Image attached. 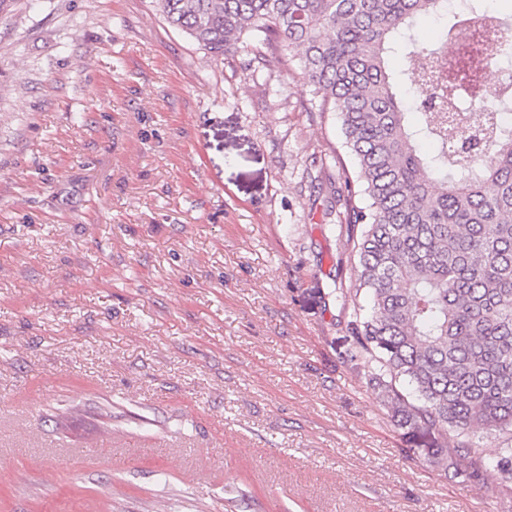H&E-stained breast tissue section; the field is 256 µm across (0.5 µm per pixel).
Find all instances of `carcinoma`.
Wrapping results in <instances>:
<instances>
[{
  "label": "carcinoma",
  "instance_id": "1",
  "mask_svg": "<svg viewBox=\"0 0 512 512\" xmlns=\"http://www.w3.org/2000/svg\"><path fill=\"white\" fill-rule=\"evenodd\" d=\"M166 21L203 49L225 55L249 37L266 53L298 57L317 110L341 120L354 170L343 169L350 249L349 287L325 297L349 312L342 359L377 386L396 425L431 437L422 449L433 467L474 483L492 475L512 494V125L508 99L486 74L512 56V0L483 20L484 0L448 12L447 0H156ZM424 15L448 18L437 40L413 35ZM471 49L472 106L481 146L462 143L470 128L446 112L402 105V75L389 58L409 52L436 63L444 46ZM410 81L452 101L461 86L410 68ZM434 149L425 152L422 141ZM507 434L485 460L471 435Z\"/></svg>",
  "mask_w": 512,
  "mask_h": 512
}]
</instances>
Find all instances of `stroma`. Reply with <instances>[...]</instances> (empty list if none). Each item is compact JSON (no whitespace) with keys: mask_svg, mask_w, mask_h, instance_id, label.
<instances>
[{"mask_svg":"<svg viewBox=\"0 0 512 512\" xmlns=\"http://www.w3.org/2000/svg\"><path fill=\"white\" fill-rule=\"evenodd\" d=\"M262 49L0 11V512H512L341 362L344 134Z\"/></svg>","mask_w":512,"mask_h":512,"instance_id":"1","label":"stroma"}]
</instances>
